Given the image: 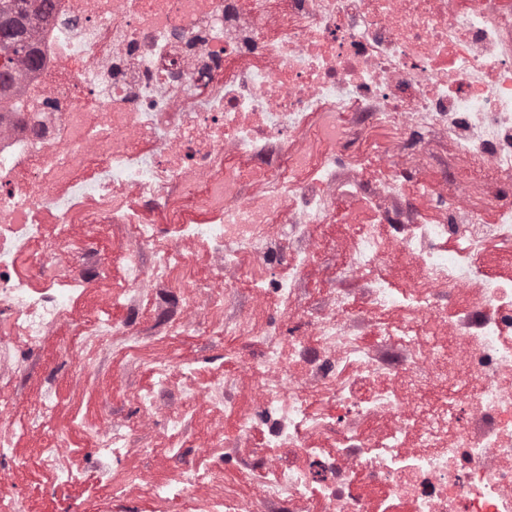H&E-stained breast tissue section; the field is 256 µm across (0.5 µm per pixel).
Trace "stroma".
I'll return each instance as SVG.
<instances>
[{"label":"stroma","instance_id":"obj_1","mask_svg":"<svg viewBox=\"0 0 512 512\" xmlns=\"http://www.w3.org/2000/svg\"><path fill=\"white\" fill-rule=\"evenodd\" d=\"M341 256L335 247H326L318 264L311 268L301 281L300 299L309 312L318 309L320 281L339 274ZM138 336L114 338L107 342L89 345L84 354L92 363V372L83 386L70 383L60 353L74 334L80 332L77 324L67 323L58 327L53 336L47 337L40 350L25 369L16 375L0 376V391L16 395V404L10 416L11 422L29 426L27 434H15L17 450L14 455L0 459V468L10 470L17 491L26 499L30 512H62L68 503L87 502L91 505L111 508L112 512H158L159 501L151 494H137L134 502H127L119 483L101 481L95 465V450L88 440L78 435L82 424L99 418L102 412L112 411L115 417L130 416L134 409V397L147 381L139 363L145 359H162L170 351L183 354L185 362L193 363L189 378L203 386L233 374V367L225 366L224 357L240 354L241 343L227 340L214 344L201 336L171 334L157 336L153 328L157 322L154 311L138 310ZM52 398L53 413L45 418L33 419L32 407L43 398ZM222 423L228 432H237L232 419H220L211 408H203L195 422L184 430L156 428L140 439V445L127 449L132 468L147 471L157 483L174 482L185 464H193L206 471L222 467L224 477L233 473L251 459L250 446L236 450L211 448L197 455L192 445L197 436L206 434L214 423ZM61 435L69 449L75 451L80 463L82 479L73 485L56 487L52 494H45L43 487L51 476L36 470L40 451L45 444L46 433Z\"/></svg>","mask_w":512,"mask_h":512}]
</instances>
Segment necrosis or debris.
I'll return each instance as SVG.
<instances>
[{
    "instance_id": "obj_1",
    "label": "necrosis or debris",
    "mask_w": 512,
    "mask_h": 512,
    "mask_svg": "<svg viewBox=\"0 0 512 512\" xmlns=\"http://www.w3.org/2000/svg\"><path fill=\"white\" fill-rule=\"evenodd\" d=\"M34 42L37 68L0 94V348L72 319L137 335L71 305L116 269L113 304L152 290L172 328L262 344L243 406L195 387L166 409L177 360L151 362L130 418L83 427L102 461L206 399L265 448L246 495L204 500L213 475L188 468L156 491L169 512H512V280L481 265L512 240V0H53ZM431 134L467 169L424 183ZM355 150L369 174H338ZM337 222L344 276L403 259L407 287L332 286L311 318L276 281L284 342L277 321H225L251 269L304 272ZM282 224L305 228L298 249Z\"/></svg>"
}]
</instances>
